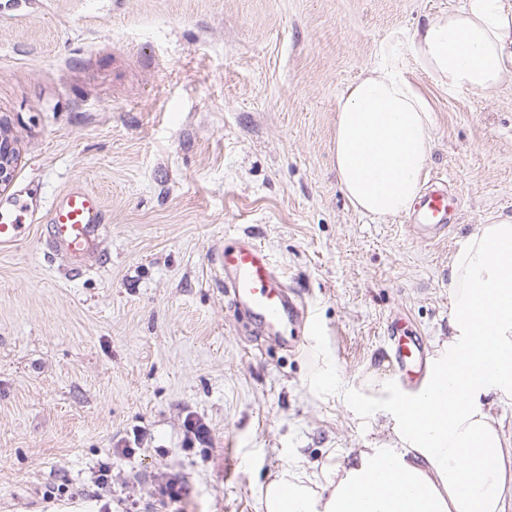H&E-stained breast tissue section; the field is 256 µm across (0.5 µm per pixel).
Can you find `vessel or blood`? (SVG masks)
I'll return each instance as SVG.
<instances>
[{"label":"vessel or blood","mask_w":512,"mask_h":512,"mask_svg":"<svg viewBox=\"0 0 512 512\" xmlns=\"http://www.w3.org/2000/svg\"><path fill=\"white\" fill-rule=\"evenodd\" d=\"M458 207V196L444 182L432 181L413 206L407 224L410 235L421 242L444 238ZM30 219L24 201H13L1 209L0 247L19 241ZM104 222L100 196L76 184L52 204L48 238L57 252L81 263L94 258ZM216 260L224 271V286L235 304L259 322L263 333H274L287 323L301 329L312 325L305 300L297 293L286 291L269 255L251 238H241L235 247L220 249ZM387 357L392 381L400 394L412 399L425 392L429 381L425 337L407 335L400 322H392Z\"/></svg>","instance_id":"vessel-or-blood-1"}]
</instances>
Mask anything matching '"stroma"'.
Returning <instances> with one entry per match:
<instances>
[{"instance_id":"35a3bbf8","label":"stroma","mask_w":512,"mask_h":512,"mask_svg":"<svg viewBox=\"0 0 512 512\" xmlns=\"http://www.w3.org/2000/svg\"><path fill=\"white\" fill-rule=\"evenodd\" d=\"M452 2L0 0V120L18 150L0 204L43 214L80 182L107 221L80 272L41 224L0 249V512H257L269 474L320 476L388 442L395 419L357 399L390 378L388 320L446 341L458 247L512 216V73L492 95L451 91L401 51L435 109L422 177L461 200L431 243L346 198L336 104L383 41ZM244 236L314 314L298 352L255 345L224 291L212 254Z\"/></svg>"}]
</instances>
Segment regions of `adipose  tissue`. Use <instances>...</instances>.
I'll return each instance as SVG.
<instances>
[{
	"instance_id": "ef3b65f1",
	"label": "adipose tissue",
	"mask_w": 512,
	"mask_h": 512,
	"mask_svg": "<svg viewBox=\"0 0 512 512\" xmlns=\"http://www.w3.org/2000/svg\"><path fill=\"white\" fill-rule=\"evenodd\" d=\"M419 68L448 90L494 94L512 72V0H460L406 33ZM339 184L377 218L408 212L421 190L434 109L384 43L337 106ZM452 336L431 357L419 402L382 387L371 406L398 418L393 444L358 451L324 485L284 468L257 489V512H512V443L482 402L512 401V217L480 225L448 273ZM490 339L465 349L479 326Z\"/></svg>"
}]
</instances>
